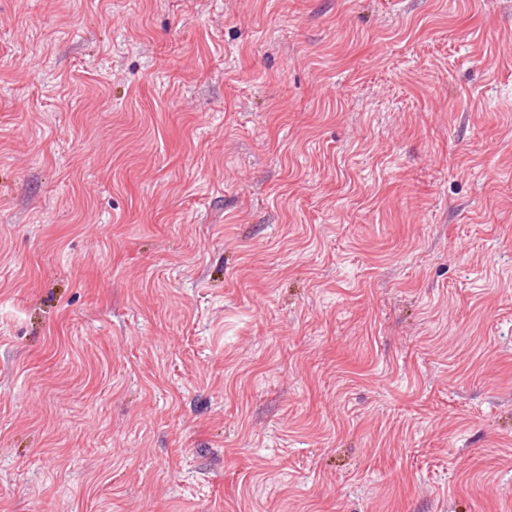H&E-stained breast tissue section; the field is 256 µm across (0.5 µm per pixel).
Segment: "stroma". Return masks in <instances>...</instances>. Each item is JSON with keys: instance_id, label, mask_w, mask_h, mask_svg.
Instances as JSON below:
<instances>
[{"instance_id": "stroma-1", "label": "stroma", "mask_w": 512, "mask_h": 512, "mask_svg": "<svg viewBox=\"0 0 512 512\" xmlns=\"http://www.w3.org/2000/svg\"><path fill=\"white\" fill-rule=\"evenodd\" d=\"M0 512H512V0H0Z\"/></svg>"}]
</instances>
